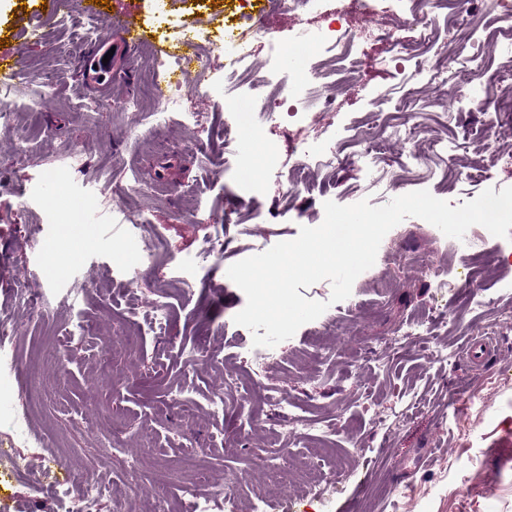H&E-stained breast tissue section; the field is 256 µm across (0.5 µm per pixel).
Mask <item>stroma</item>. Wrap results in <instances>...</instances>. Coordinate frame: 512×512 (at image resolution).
<instances>
[{
    "instance_id": "1",
    "label": "stroma",
    "mask_w": 512,
    "mask_h": 512,
    "mask_svg": "<svg viewBox=\"0 0 512 512\" xmlns=\"http://www.w3.org/2000/svg\"><path fill=\"white\" fill-rule=\"evenodd\" d=\"M47 0H0V40L20 58L15 85L0 92V105H18L10 127L0 128V324L13 327L10 357L0 362V448L33 461L56 458L65 468L36 485L0 469V512H55L58 486L75 477L116 475L127 462V494L108 500L103 512H171L188 490L205 495L210 480L237 479L234 512H253L257 496L277 490L268 512H512V241L479 225L463 239L446 237L430 223L409 217L384 237L373 267L355 280L350 296L330 303L331 284L317 282L302 296L329 301L316 320L275 347L274 362L244 377L251 391L247 411L228 406L223 415L208 399L223 391V367H245L251 331L234 323L246 304L227 276L230 265L295 239L301 227L318 226L323 204L351 205L383 198L368 186L354 156L335 173L318 170L310 185L287 199L291 166L304 162V148L326 146L346 129L377 133L376 115L394 108L410 91L392 43L416 41L396 0H375L381 22L347 17L348 0H319L296 19L273 10L268 0H166L167 21L152 14L150 0H75L77 18L133 14L152 47L135 66L132 80L108 88L88 84L74 50L77 26L47 23L31 33V19ZM249 29L256 72L296 86L306 77L288 59L269 63L265 43L289 44L313 28L347 23L365 58L353 78L330 86L332 126L317 131L287 117L266 119L248 86L234 92L216 87L205 96L185 93V110L197 113L187 131L172 113L162 131L152 128L155 101L142 96L154 47L176 42L183 30L203 33L199 50L238 26ZM49 103H24L41 88ZM421 95L431 111H459L448 134L465 151L450 187L430 178L427 165L399 173V194L426 190L457 207L486 188L512 186V165L494 167L492 152L512 150V125L494 116L460 111L454 80L426 85ZM248 104L262 130L260 143L241 138L237 154L270 148L275 165L263 173L258 194L243 206L261 223L225 224L234 180L224 173V100ZM141 103L123 110L126 100ZM97 100V109L81 105ZM493 166L490 183L467 178L471 166ZM138 178L145 192L124 199L118 184ZM54 200L41 201L46 182ZM95 201L100 222L75 228L65 240L60 217L74 215L84 197ZM147 216L153 233L142 232ZM227 236L224 255L213 243ZM152 265H142L146 253ZM138 268L134 286L125 279ZM453 289L436 294L434 271ZM48 299L43 314L19 308V281ZM488 301L486 311L468 310L470 291ZM66 305L51 304L53 295ZM168 317L162 334L149 329L156 302ZM89 332L70 336L74 321ZM415 321L424 336L404 335ZM492 332L495 353L482 365L468 359L472 343ZM399 352L386 351L389 340ZM454 353L448 364L433 351ZM301 417V439L284 441L286 413ZM26 420L13 436V418ZM334 433L321 437L320 426ZM287 443L289 456L268 465L272 444ZM317 459L306 468V459Z\"/></svg>"
}]
</instances>
